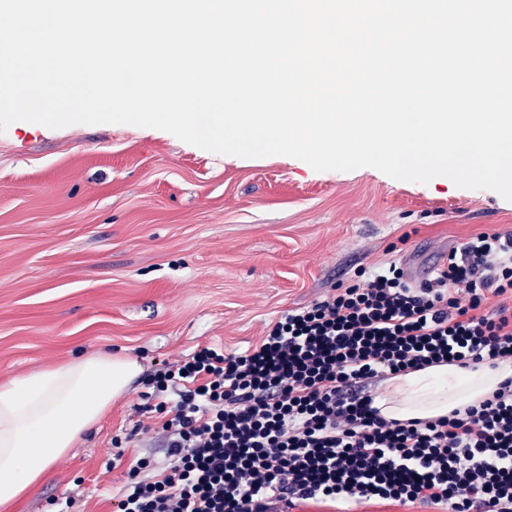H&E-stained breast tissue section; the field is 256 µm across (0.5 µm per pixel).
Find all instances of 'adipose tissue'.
Wrapping results in <instances>:
<instances>
[{
    "label": "adipose tissue",
    "instance_id": "obj_1",
    "mask_svg": "<svg viewBox=\"0 0 512 512\" xmlns=\"http://www.w3.org/2000/svg\"><path fill=\"white\" fill-rule=\"evenodd\" d=\"M138 359L107 351L0 384V512L20 501L80 444L140 375ZM512 376L436 364L391 377L375 406L389 420H428L479 405Z\"/></svg>",
    "mask_w": 512,
    "mask_h": 512
}]
</instances>
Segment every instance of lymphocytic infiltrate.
<instances>
[{"mask_svg": "<svg viewBox=\"0 0 512 512\" xmlns=\"http://www.w3.org/2000/svg\"><path fill=\"white\" fill-rule=\"evenodd\" d=\"M512 235L450 251L422 287L396 263L269 325L239 355L213 344L153 374L170 463L133 460L112 512H295L304 501L512 512V378L479 406L382 417L372 383L434 364L512 360Z\"/></svg>", "mask_w": 512, "mask_h": 512, "instance_id": "lymphocytic-infiltrate-1", "label": "lymphocytic infiltrate"}]
</instances>
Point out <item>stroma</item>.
<instances>
[{"label":"stroma","instance_id":"35a3bbf8","mask_svg":"<svg viewBox=\"0 0 512 512\" xmlns=\"http://www.w3.org/2000/svg\"><path fill=\"white\" fill-rule=\"evenodd\" d=\"M512 234V201L447 177L318 172L284 155H218L128 124L0 133V383L74 356L138 358L143 373L11 512H111L113 438L165 464L147 421L149 373L197 346L247 350L284 312L362 267L436 268L482 233Z\"/></svg>","mask_w":512,"mask_h":512}]
</instances>
